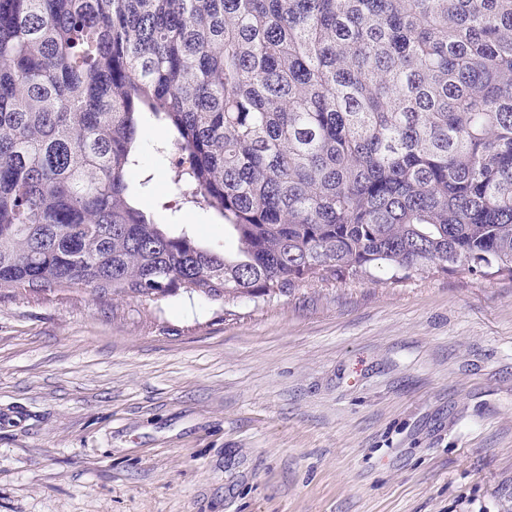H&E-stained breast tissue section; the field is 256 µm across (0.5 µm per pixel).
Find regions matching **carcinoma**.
Listing matches in <instances>:
<instances>
[{
	"label": "carcinoma",
	"instance_id": "carcinoma-1",
	"mask_svg": "<svg viewBox=\"0 0 512 512\" xmlns=\"http://www.w3.org/2000/svg\"><path fill=\"white\" fill-rule=\"evenodd\" d=\"M233 257L140 208L145 116ZM512 278V0H0V293Z\"/></svg>",
	"mask_w": 512,
	"mask_h": 512
}]
</instances>
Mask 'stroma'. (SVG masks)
Here are the masks:
<instances>
[{
    "instance_id": "obj_1",
    "label": "stroma",
    "mask_w": 512,
    "mask_h": 512,
    "mask_svg": "<svg viewBox=\"0 0 512 512\" xmlns=\"http://www.w3.org/2000/svg\"><path fill=\"white\" fill-rule=\"evenodd\" d=\"M165 137L139 207L235 253ZM0 512H512V279L1 298Z\"/></svg>"
}]
</instances>
